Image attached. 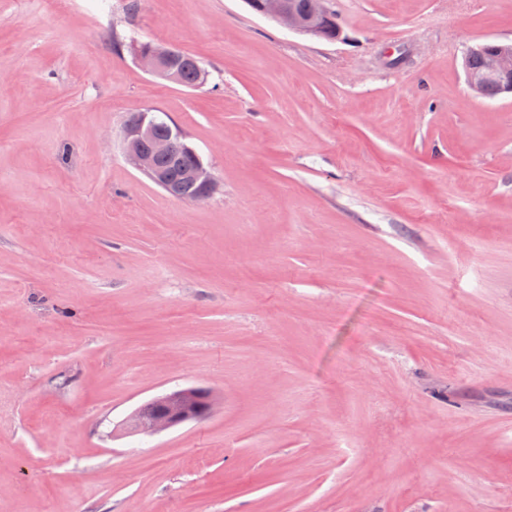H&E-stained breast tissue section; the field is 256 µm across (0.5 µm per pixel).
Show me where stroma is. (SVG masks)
I'll return each mask as SVG.
<instances>
[{
  "mask_svg": "<svg viewBox=\"0 0 512 512\" xmlns=\"http://www.w3.org/2000/svg\"><path fill=\"white\" fill-rule=\"evenodd\" d=\"M129 2L0 0V512H512V96L464 65L512 0ZM146 109L211 197L127 163ZM306 0H295L303 8ZM329 0H307L305 10L299 9L292 0H261V15L276 20L290 31L312 38H323V23L334 20V12L328 7ZM325 40V39H324ZM171 51L178 61V71L172 65L171 53L165 44H155L146 51L135 50L134 58L142 68L156 78L173 83H178L180 78L178 84L189 88L202 85L208 73L201 62L178 47L173 46ZM152 114L154 112H139L136 120L128 122L124 128V147L129 163L179 200L199 201L210 196L217 188V182L210 167L186 141V137L178 127L162 116L155 115L154 121ZM152 127L155 137H166L173 127L175 128L168 138L153 140ZM147 142L151 143L149 149L145 148ZM177 142L182 155L190 160L181 167V180H174L158 166V159L161 157L176 158V155L172 153ZM183 183L193 184L195 190L193 192L185 191ZM162 406V412L150 422L139 419L137 411L130 417L129 427L137 434L156 436L176 426L209 417L214 408V399L209 390L184 388L162 392L153 399Z\"/></svg>",
  "mask_w": 512,
  "mask_h": 512,
  "instance_id": "35a3bbf8",
  "label": "stroma"
}]
</instances>
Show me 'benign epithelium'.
Instances as JSON below:
<instances>
[{"label":"benign epithelium","instance_id":"benign-epithelium-1","mask_svg":"<svg viewBox=\"0 0 512 512\" xmlns=\"http://www.w3.org/2000/svg\"><path fill=\"white\" fill-rule=\"evenodd\" d=\"M329 0H307L306 9L298 8L293 0H260V13L276 20L290 31L312 38H323V23L334 19ZM480 55L484 59L482 70H466L469 86L482 95L487 85H496L498 93L512 94V43L481 42L467 49L465 57ZM136 62L152 76L178 82V71L171 62V53L165 44H157L149 50L134 52ZM154 124L152 113L140 112L136 120L124 128L125 154L129 163L145 174L152 182L171 196L182 201H199L210 196L217 188L216 179L210 167L199 157L196 150L186 141L179 128H174L165 139H152ZM189 159L181 167V179H173L158 166V159L170 157L175 147ZM162 406V412L145 423L133 414L129 427L137 434L156 436L176 426L209 417L214 408V399L209 390L184 388L163 392L154 397Z\"/></svg>","mask_w":512,"mask_h":512}]
</instances>
